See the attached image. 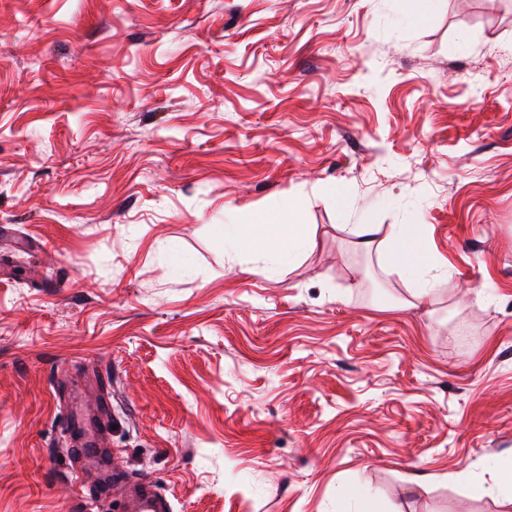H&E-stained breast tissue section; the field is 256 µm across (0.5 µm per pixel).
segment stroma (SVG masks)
Returning <instances> with one entry per match:
<instances>
[{
	"mask_svg": "<svg viewBox=\"0 0 512 512\" xmlns=\"http://www.w3.org/2000/svg\"><path fill=\"white\" fill-rule=\"evenodd\" d=\"M411 6L0 0V512H80L103 381L175 512H512V0ZM290 199L312 249L219 243ZM389 264L410 280L409 289L413 297H422L433 292L436 286L447 282L449 275L441 268L427 245L425 225L394 224L385 241L378 242Z\"/></svg>",
	"mask_w": 512,
	"mask_h": 512,
	"instance_id": "35a3bbf8",
	"label": "stroma"
}]
</instances>
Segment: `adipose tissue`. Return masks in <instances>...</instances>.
Listing matches in <instances>:
<instances>
[{"instance_id": "adipose-tissue-1", "label": "adipose tissue", "mask_w": 512, "mask_h": 512, "mask_svg": "<svg viewBox=\"0 0 512 512\" xmlns=\"http://www.w3.org/2000/svg\"><path fill=\"white\" fill-rule=\"evenodd\" d=\"M375 225L360 224L355 228L357 237L365 245L376 246L389 264L410 280L413 296L421 297L433 292L436 286L447 282L449 275L435 261L427 245L426 228L421 224H395L385 241L374 242ZM311 244L305 225L292 219L291 209H284L280 222L263 220L252 224H228L224 227V245L232 250L249 249L272 253L283 258L292 256Z\"/></svg>"}]
</instances>
